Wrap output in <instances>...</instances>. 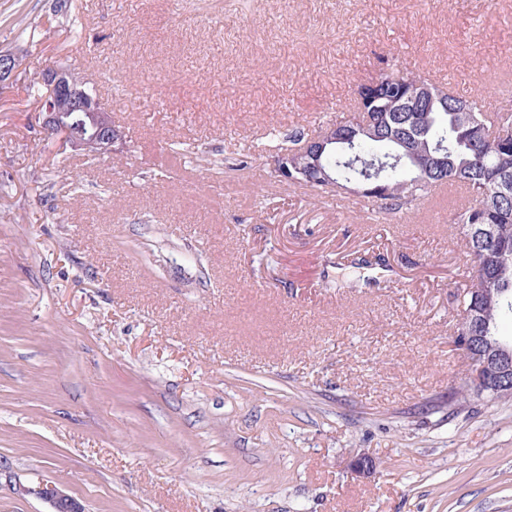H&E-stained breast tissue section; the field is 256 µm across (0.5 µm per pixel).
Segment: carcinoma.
Returning <instances> with one entry per match:
<instances>
[{
	"label": "carcinoma",
	"mask_w": 512,
	"mask_h": 512,
	"mask_svg": "<svg viewBox=\"0 0 512 512\" xmlns=\"http://www.w3.org/2000/svg\"><path fill=\"white\" fill-rule=\"evenodd\" d=\"M443 100L448 106L438 104L430 112L370 113L369 132L350 147L343 137L354 129L359 111L354 103L347 118L326 125L336 141L326 145L320 166L338 186L373 177L386 194L362 197L384 215L416 209L441 185L464 187L468 202L448 213L470 257L460 297L468 312L482 289H499L477 330L494 336L500 316L512 315V135L501 136V130L512 129V104L490 112L479 98L463 97L451 87ZM459 102L468 103L469 111H456ZM400 141L417 150L418 162L401 157ZM306 142L303 134H291L284 152L305 165L312 161L304 152Z\"/></svg>",
	"instance_id": "obj_1"
}]
</instances>
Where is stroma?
Masks as SVG:
<instances>
[{"label":"stroma","mask_w":512,"mask_h":512,"mask_svg":"<svg viewBox=\"0 0 512 512\" xmlns=\"http://www.w3.org/2000/svg\"><path fill=\"white\" fill-rule=\"evenodd\" d=\"M0 0V460L84 512H512V398L466 395L456 197L381 217L282 183L269 134L382 63L500 105L512 0ZM124 134L45 150L28 87ZM374 272L357 268L358 260ZM365 454L374 470L355 475ZM0 480V512L50 505ZM40 81L47 90L39 112L44 114V126L49 137L58 140L61 150L68 148L85 155L100 157L115 153L116 144H123V132L112 125V116L87 87L67 68L45 64ZM80 126L83 132L74 131Z\"/></svg>","instance_id":"35a3bbf8"}]
</instances>
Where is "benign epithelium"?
<instances>
[{
    "instance_id": "7a95c632",
    "label": "benign epithelium",
    "mask_w": 512,
    "mask_h": 512,
    "mask_svg": "<svg viewBox=\"0 0 512 512\" xmlns=\"http://www.w3.org/2000/svg\"><path fill=\"white\" fill-rule=\"evenodd\" d=\"M17 69L16 56L1 52V94L9 88ZM40 73L46 94L39 111L44 114L48 136L58 140L59 148L97 157L117 152L115 145L123 143V132L112 125L111 114L87 85L67 68L53 63L44 65ZM388 83L400 86V93L385 105L387 112H413L420 104H433L441 99L442 86L392 73L386 78L378 75L362 84L356 89V98L372 105L377 101L376 89ZM276 173L284 181L318 182L325 189L336 188L335 181L321 167L302 170L286 154L278 156ZM459 345L469 361L466 383L471 391L480 395L512 391V349L486 345L484 337L467 332L459 337ZM43 498L50 503L52 512H82L75 501L55 487L49 488Z\"/></svg>"
}]
</instances>
